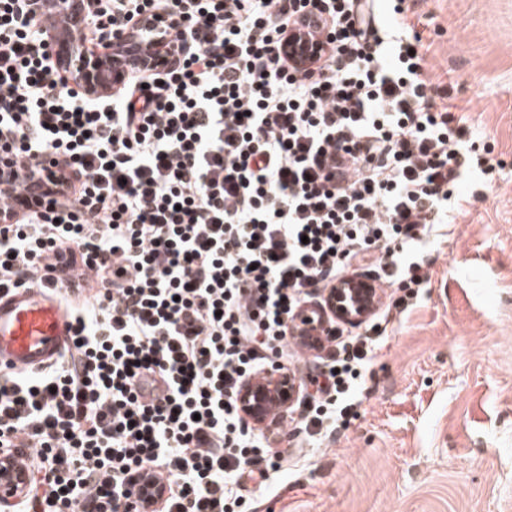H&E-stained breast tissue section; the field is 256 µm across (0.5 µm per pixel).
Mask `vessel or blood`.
I'll return each mask as SVG.
<instances>
[{
	"instance_id": "vessel-or-blood-1",
	"label": "vessel or blood",
	"mask_w": 512,
	"mask_h": 512,
	"mask_svg": "<svg viewBox=\"0 0 512 512\" xmlns=\"http://www.w3.org/2000/svg\"><path fill=\"white\" fill-rule=\"evenodd\" d=\"M70 336L51 283L0 292V374L52 365L69 347Z\"/></svg>"
}]
</instances>
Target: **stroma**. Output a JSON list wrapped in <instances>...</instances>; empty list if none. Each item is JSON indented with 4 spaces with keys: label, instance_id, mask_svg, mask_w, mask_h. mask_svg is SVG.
Segmentation results:
<instances>
[{
    "label": "stroma",
    "instance_id": "1",
    "mask_svg": "<svg viewBox=\"0 0 512 512\" xmlns=\"http://www.w3.org/2000/svg\"><path fill=\"white\" fill-rule=\"evenodd\" d=\"M427 74L493 168L463 187L433 276L335 441L279 436L287 489L256 512H512V0H415Z\"/></svg>",
    "mask_w": 512,
    "mask_h": 512
}]
</instances>
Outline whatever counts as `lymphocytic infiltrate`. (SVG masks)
<instances>
[{
    "mask_svg": "<svg viewBox=\"0 0 512 512\" xmlns=\"http://www.w3.org/2000/svg\"><path fill=\"white\" fill-rule=\"evenodd\" d=\"M171 13L191 46L96 100L48 64L28 0H0V149L14 190L49 158L43 212L0 224V291L53 275L66 353L0 375V455L30 452L23 512H252L284 452L244 381L297 373L293 326L350 268L390 287L337 344L293 436L347 429L387 337L431 280L429 239L485 173L470 117L436 104L406 0H112L102 26ZM323 62L289 65L296 25Z\"/></svg>",
    "mask_w": 512,
    "mask_h": 512,
    "instance_id": "obj_1",
    "label": "lymphocytic infiltrate"
}]
</instances>
